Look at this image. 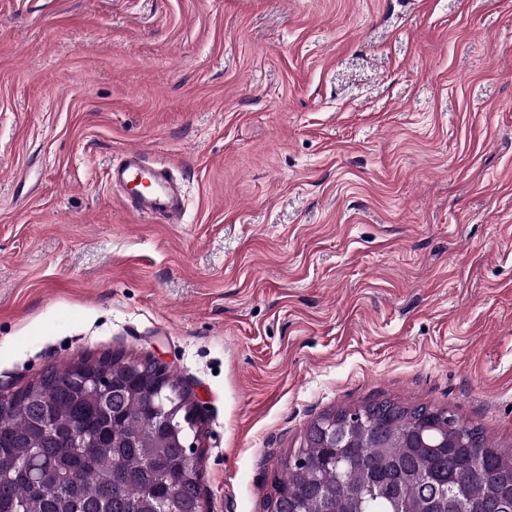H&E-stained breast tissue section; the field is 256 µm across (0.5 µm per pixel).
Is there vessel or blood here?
<instances>
[{
    "label": "vessel or blood",
    "instance_id": "1",
    "mask_svg": "<svg viewBox=\"0 0 512 512\" xmlns=\"http://www.w3.org/2000/svg\"><path fill=\"white\" fill-rule=\"evenodd\" d=\"M108 180L120 192L123 203L130 210L171 220L179 217V184L165 167L150 162L143 152H125L119 161L113 163Z\"/></svg>",
    "mask_w": 512,
    "mask_h": 512
}]
</instances>
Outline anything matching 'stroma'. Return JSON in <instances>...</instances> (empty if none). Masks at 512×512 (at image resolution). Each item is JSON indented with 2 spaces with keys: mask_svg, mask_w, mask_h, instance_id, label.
Instances as JSON below:
<instances>
[{
  "mask_svg": "<svg viewBox=\"0 0 512 512\" xmlns=\"http://www.w3.org/2000/svg\"><path fill=\"white\" fill-rule=\"evenodd\" d=\"M107 352L190 391L205 512L375 401L512 448V0H0V394ZM108 180L121 193L123 203L130 210L140 214L163 216L170 220L179 217V184L165 167L150 162L143 152H125L119 161L112 164ZM146 184L150 187L145 191Z\"/></svg>",
  "mask_w": 512,
  "mask_h": 512,
  "instance_id": "35a3bbf8",
  "label": "stroma"
}]
</instances>
